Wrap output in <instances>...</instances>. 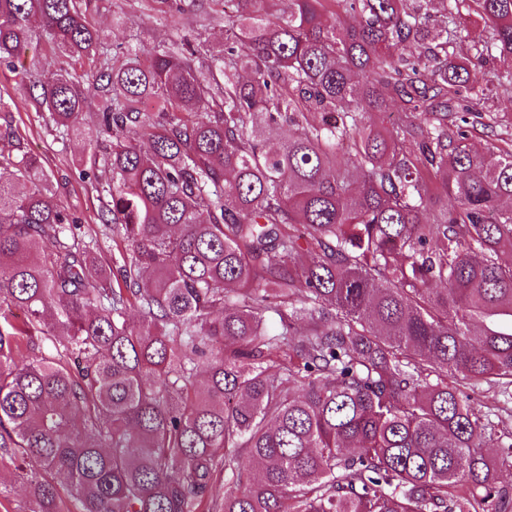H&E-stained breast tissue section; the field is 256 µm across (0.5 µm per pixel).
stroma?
<instances>
[{
    "mask_svg": "<svg viewBox=\"0 0 512 512\" xmlns=\"http://www.w3.org/2000/svg\"><path fill=\"white\" fill-rule=\"evenodd\" d=\"M87 7L107 48L115 52L159 49L176 30L191 39L206 33L216 45L224 40L223 27L206 23L207 14L213 9L211 0H204L202 9L183 13L150 11L141 8L138 0H88ZM462 27L467 34L453 38L452 51L482 77L485 88L480 102L482 122L472 129L471 139L480 147L490 143L506 147L512 142V95L503 93L498 85L499 63L475 56L473 42L483 34L484 21L477 14H467L462 19ZM7 127L13 135L0 138V150L9 148L16 137L26 143L50 173L58 200L77 222L79 237L85 241L97 240L100 261L111 262L115 244L111 230L99 221L102 196L94 181L80 175L79 160L87 156L86 147L77 140L67 143L58 140L47 113L34 110L16 72L1 65L0 131Z\"/></svg>",
    "mask_w": 512,
    "mask_h": 512,
    "instance_id": "1",
    "label": "stroma"
}]
</instances>
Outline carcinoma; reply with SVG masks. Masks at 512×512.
Here are the masks:
<instances>
[{"label": "carcinoma", "instance_id": "1", "mask_svg": "<svg viewBox=\"0 0 512 512\" xmlns=\"http://www.w3.org/2000/svg\"><path fill=\"white\" fill-rule=\"evenodd\" d=\"M428 2L224 0L225 48L143 56L86 0H0V60L28 75L37 17L59 65L36 111L107 142L124 242L98 262L38 158L0 150V321L26 314L0 328V463L32 512H512V149H473L485 88L448 60L473 5L512 86V0ZM390 98L401 122L370 124Z\"/></svg>", "mask_w": 512, "mask_h": 512}]
</instances>
